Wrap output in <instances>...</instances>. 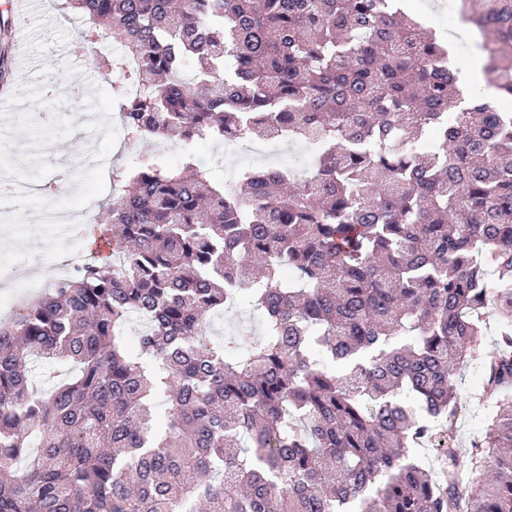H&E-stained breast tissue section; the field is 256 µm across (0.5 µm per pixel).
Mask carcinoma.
<instances>
[{"label": "carcinoma", "mask_w": 512, "mask_h": 512, "mask_svg": "<svg viewBox=\"0 0 512 512\" xmlns=\"http://www.w3.org/2000/svg\"><path fill=\"white\" fill-rule=\"evenodd\" d=\"M67 2L80 40L126 49L97 63L130 160L89 228L109 254L0 321V512H512V111L476 97L448 123V48L393 0ZM458 12L512 98V0ZM171 138L177 167L136 149ZM207 138L318 155L227 188L193 153ZM244 293L262 333L216 345ZM489 308L500 411L463 453L452 377ZM33 358L76 373L35 392Z\"/></svg>", "instance_id": "carcinoma-1"}]
</instances>
